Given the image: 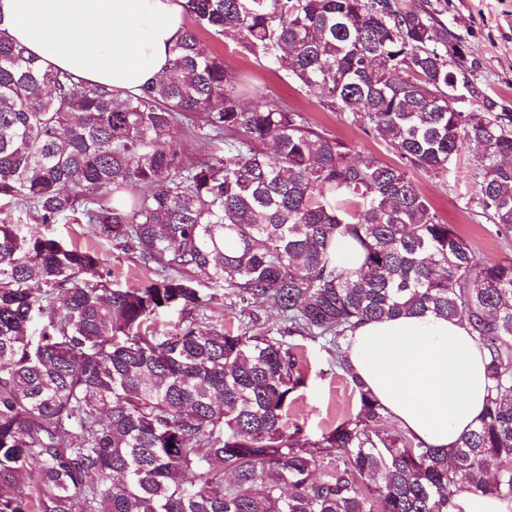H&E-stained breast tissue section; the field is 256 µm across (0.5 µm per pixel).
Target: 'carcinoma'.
Here are the masks:
<instances>
[{
  "label": "carcinoma",
  "instance_id": "cac0c4a2",
  "mask_svg": "<svg viewBox=\"0 0 512 512\" xmlns=\"http://www.w3.org/2000/svg\"><path fill=\"white\" fill-rule=\"evenodd\" d=\"M195 27L259 53L330 110L383 136L395 166L276 101L246 107L194 27L138 95L76 81L0 34V199L28 224H94L152 276L120 288L97 253L0 222V512H448L469 492L512 500V259H483L407 168L448 170L470 142L479 205L512 233V113L402 0H186ZM194 127L224 149L181 163ZM141 188L128 198L123 189ZM352 238L359 265H336ZM221 284L259 320L207 314ZM178 315L173 330L151 322ZM430 312L488 352L478 424L449 450L414 446L347 364L362 320ZM322 339L358 413L311 441L288 429L297 344Z\"/></svg>",
  "mask_w": 512,
  "mask_h": 512
}]
</instances>
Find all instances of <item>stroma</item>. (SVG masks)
<instances>
[{"mask_svg": "<svg viewBox=\"0 0 512 512\" xmlns=\"http://www.w3.org/2000/svg\"><path fill=\"white\" fill-rule=\"evenodd\" d=\"M404 3L414 9L436 11L449 31L464 41L470 80L512 110V0H404ZM197 35L204 46L223 57L226 69L240 81L242 103L277 101L301 111L315 130L350 145L361 155L399 164V157L381 138L365 134L362 124L349 114L324 107L285 72L270 69L262 57L247 53L231 40L206 29H198ZM477 160L478 148L471 145L449 162L447 172L437 174L413 168L409 174L442 223L454 225L460 237L483 258L504 260L512 257V235H498L482 213L475 179ZM42 231L67 246L98 253L104 270L111 272L120 287L137 286L146 277L133 254L113 247L93 225L47 224ZM298 356L306 379L289 408L288 424L301 428L314 441L355 416L359 398L322 340H300Z\"/></svg>", "mask_w": 512, "mask_h": 512, "instance_id": "35a3bbf8", "label": "stroma"}]
</instances>
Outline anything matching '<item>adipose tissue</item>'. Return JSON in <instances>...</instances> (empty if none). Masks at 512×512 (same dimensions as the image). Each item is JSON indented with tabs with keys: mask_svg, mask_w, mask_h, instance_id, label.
I'll return each instance as SVG.
<instances>
[{
	"mask_svg": "<svg viewBox=\"0 0 512 512\" xmlns=\"http://www.w3.org/2000/svg\"><path fill=\"white\" fill-rule=\"evenodd\" d=\"M186 0H0V31L49 67L120 94L142 91L168 64ZM349 365L416 442L451 448L479 421L487 352L467 323L433 314L361 322Z\"/></svg>",
	"mask_w": 512,
	"mask_h": 512,
	"instance_id": "obj_1",
	"label": "adipose tissue"
}]
</instances>
